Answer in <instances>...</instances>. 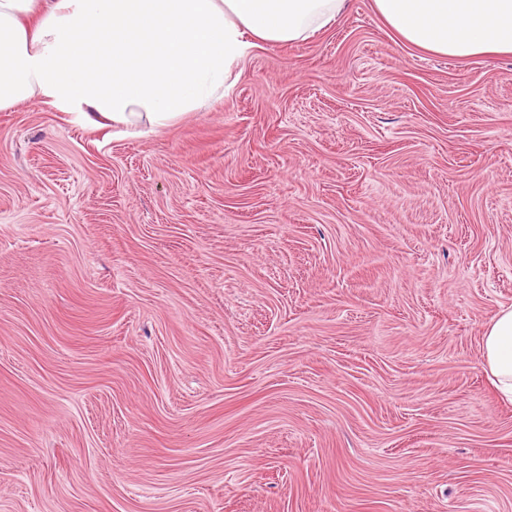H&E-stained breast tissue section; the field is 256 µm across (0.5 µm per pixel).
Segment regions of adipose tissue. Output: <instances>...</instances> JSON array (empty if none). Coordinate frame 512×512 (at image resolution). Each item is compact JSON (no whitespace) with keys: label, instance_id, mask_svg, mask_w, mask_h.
Listing matches in <instances>:
<instances>
[{"label":"adipose tissue","instance_id":"1","mask_svg":"<svg viewBox=\"0 0 512 512\" xmlns=\"http://www.w3.org/2000/svg\"><path fill=\"white\" fill-rule=\"evenodd\" d=\"M348 0H0V110L34 97L139 135L201 108L251 48L309 38ZM399 39L439 55L512 54V0H374ZM512 401V307L482 336Z\"/></svg>","mask_w":512,"mask_h":512}]
</instances>
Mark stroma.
<instances>
[{"label":"stroma","mask_w":512,"mask_h":512,"mask_svg":"<svg viewBox=\"0 0 512 512\" xmlns=\"http://www.w3.org/2000/svg\"><path fill=\"white\" fill-rule=\"evenodd\" d=\"M512 55L348 0L142 136L0 111V512H512ZM484 364L501 394L512 402V307L502 308L482 336Z\"/></svg>","instance_id":"stroma-1"}]
</instances>
